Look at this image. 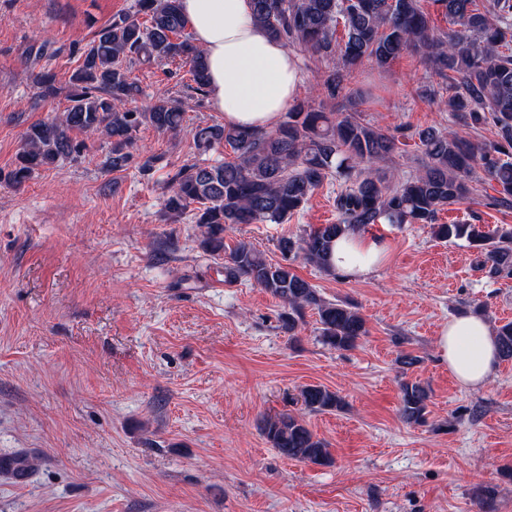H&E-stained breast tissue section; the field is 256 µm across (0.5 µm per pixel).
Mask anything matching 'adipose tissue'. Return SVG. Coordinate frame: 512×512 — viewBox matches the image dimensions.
Listing matches in <instances>:
<instances>
[{"label": "adipose tissue", "mask_w": 512, "mask_h": 512, "mask_svg": "<svg viewBox=\"0 0 512 512\" xmlns=\"http://www.w3.org/2000/svg\"><path fill=\"white\" fill-rule=\"evenodd\" d=\"M180 7L206 56L208 94L225 125L274 127L297 93L296 54L256 23L251 0H180ZM386 259L384 242L358 233L344 234L330 253L336 272L351 279L367 277ZM437 354L467 388L483 386L498 361L494 333L476 317L449 321Z\"/></svg>", "instance_id": "1"}]
</instances>
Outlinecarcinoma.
Masks as SVG:
<instances>
[{
	"instance_id": "cac0c4a2",
	"label": "carcinoma",
	"mask_w": 512,
	"mask_h": 512,
	"mask_svg": "<svg viewBox=\"0 0 512 512\" xmlns=\"http://www.w3.org/2000/svg\"><path fill=\"white\" fill-rule=\"evenodd\" d=\"M254 17L273 38L299 46L324 63L320 83L307 102H295L271 130L224 124L198 125L194 147L206 153L220 147L228 157L181 166L170 179L165 210L178 217L194 211L201 244L224 255V282L247 280L288 307L282 326L295 335L305 310L318 315L321 340L338 350L367 334L362 315L344 302L326 301L286 264L268 262L252 244L224 247V227L282 224L303 207L324 183L339 179L343 188L334 205L337 221L283 238L284 256H300L326 272L330 249L339 236L365 232L375 224H432L436 237L464 238L476 251L475 267L489 281L512 276V229L489 233L478 224H438L437 214L471 191L480 171L499 187L497 204L512 206V0H429L456 29L431 25L423 0H251ZM343 26L345 40L337 38ZM180 0H135V9L119 14L97 30L72 76L66 110L31 124L10 173L21 185L36 172L61 160H74L83 144L72 133L101 135L111 144L108 165L129 164L135 133L150 126L160 133L183 129L184 109L175 99L158 98L133 106L143 94L131 64L147 66L182 61L196 84L207 88L204 52L186 32ZM415 50L430 62L444 86L429 89L430 100L447 97L452 119L470 128L492 123L498 138L473 141L456 131L426 128L416 132L423 158L417 172L392 182L381 167L395 152L394 134L358 120L339 117L327 104L343 95L351 73L365 62L387 68ZM502 361H512V321L496 328ZM303 409L339 411L344 400L320 385L300 390ZM428 392L419 383L401 385L400 415L408 423L426 421ZM262 433L281 456L317 466L333 457L303 419L284 413L264 421Z\"/></svg>"
}]
</instances>
